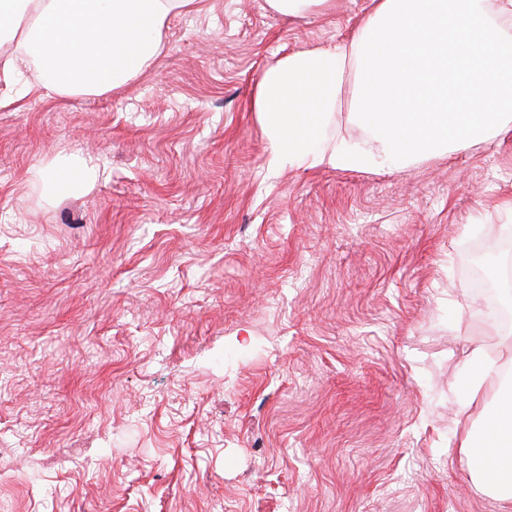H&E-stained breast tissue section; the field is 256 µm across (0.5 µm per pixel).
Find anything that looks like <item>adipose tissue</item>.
Segmentation results:
<instances>
[{"label":"adipose tissue","instance_id":"obj_1","mask_svg":"<svg viewBox=\"0 0 512 512\" xmlns=\"http://www.w3.org/2000/svg\"><path fill=\"white\" fill-rule=\"evenodd\" d=\"M197 0H0V35L15 60L50 95L97 96L134 79L160 54L174 16ZM349 43L289 54L267 64L253 110L273 145L274 163L369 167L461 150L512 123V0H372ZM362 74L358 119L377 149L364 154L337 142L318 146L336 110L347 68ZM96 165L62 156L39 170L49 193L94 186ZM473 388L494 387L492 429L468 455L500 501L512 502V390L472 357Z\"/></svg>","mask_w":512,"mask_h":512}]
</instances>
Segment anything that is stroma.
Here are the masks:
<instances>
[{
    "label": "stroma",
    "mask_w": 512,
    "mask_h": 512,
    "mask_svg": "<svg viewBox=\"0 0 512 512\" xmlns=\"http://www.w3.org/2000/svg\"><path fill=\"white\" fill-rule=\"evenodd\" d=\"M371 0H202L137 78L0 81V498L13 512H512L469 469L512 336L468 246L512 225V129L383 170L276 166L264 67ZM345 74L328 135L369 152ZM76 154L95 186L33 173Z\"/></svg>",
    "instance_id": "obj_1"
}]
</instances>
